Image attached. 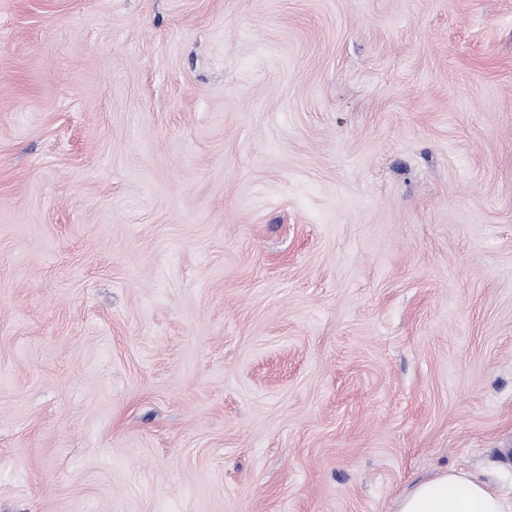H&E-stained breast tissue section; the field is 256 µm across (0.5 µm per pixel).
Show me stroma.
I'll use <instances>...</instances> for the list:
<instances>
[{"instance_id": "35a3bbf8", "label": "stroma", "mask_w": 512, "mask_h": 512, "mask_svg": "<svg viewBox=\"0 0 512 512\" xmlns=\"http://www.w3.org/2000/svg\"><path fill=\"white\" fill-rule=\"evenodd\" d=\"M512 489V0H0V512Z\"/></svg>"}]
</instances>
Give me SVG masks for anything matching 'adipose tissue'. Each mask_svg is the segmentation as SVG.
Returning <instances> with one entry per match:
<instances>
[{"label": "adipose tissue", "instance_id": "ef3b65f1", "mask_svg": "<svg viewBox=\"0 0 512 512\" xmlns=\"http://www.w3.org/2000/svg\"><path fill=\"white\" fill-rule=\"evenodd\" d=\"M395 512H512V501L461 470H446L400 498Z\"/></svg>", "mask_w": 512, "mask_h": 512}]
</instances>
